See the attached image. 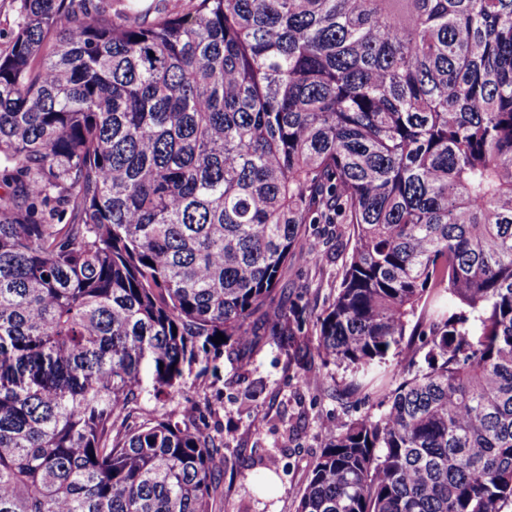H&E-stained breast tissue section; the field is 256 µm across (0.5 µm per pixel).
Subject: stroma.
<instances>
[{"label":"stroma","instance_id":"35a3bbf8","mask_svg":"<svg viewBox=\"0 0 512 512\" xmlns=\"http://www.w3.org/2000/svg\"><path fill=\"white\" fill-rule=\"evenodd\" d=\"M351 234L346 224L308 226L298 249L303 252L318 245L322 260L295 261L283 269L280 299L302 308L294 335L278 341L263 339L239 351L196 344L164 395L155 389L152 369L142 367L138 398L126 427L134 430L171 416L185 418L189 428L211 433L219 459L211 512H295L326 431L384 411L381 394L360 387V373L324 362L316 351L315 317L336 295ZM428 366L426 347L406 338L368 372L384 375L393 389L404 374ZM189 408L193 416L184 417ZM265 463L277 471V487L269 495L254 487Z\"/></svg>","mask_w":512,"mask_h":512}]
</instances>
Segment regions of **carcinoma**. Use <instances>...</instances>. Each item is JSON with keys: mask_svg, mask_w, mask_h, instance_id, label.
I'll return each mask as SVG.
<instances>
[{"mask_svg": "<svg viewBox=\"0 0 512 512\" xmlns=\"http://www.w3.org/2000/svg\"><path fill=\"white\" fill-rule=\"evenodd\" d=\"M349 224L319 354L436 362L330 430L297 512L512 504V0H20L0 52V512H209L214 438L122 429L140 367L289 335L306 225ZM225 341L216 344L217 333Z\"/></svg>", "mask_w": 512, "mask_h": 512, "instance_id": "carcinoma-1", "label": "carcinoma"}]
</instances>
